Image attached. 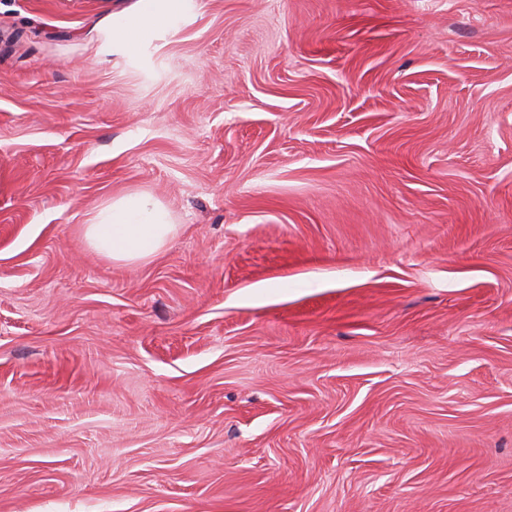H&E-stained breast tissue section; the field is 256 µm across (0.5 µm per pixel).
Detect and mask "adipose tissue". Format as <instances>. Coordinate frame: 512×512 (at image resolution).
I'll use <instances>...</instances> for the list:
<instances>
[{
    "mask_svg": "<svg viewBox=\"0 0 512 512\" xmlns=\"http://www.w3.org/2000/svg\"><path fill=\"white\" fill-rule=\"evenodd\" d=\"M188 8V0H137L131 13L107 14L97 24L99 55L116 48L137 51L160 31L173 28ZM175 229L169 212L152 195L135 192L99 208L82 236L91 251L118 263H134L156 255Z\"/></svg>",
    "mask_w": 512,
    "mask_h": 512,
    "instance_id": "1",
    "label": "adipose tissue"
}]
</instances>
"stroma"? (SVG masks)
I'll list each match as a JSON object with an SVG mask.
<instances>
[{"mask_svg": "<svg viewBox=\"0 0 512 512\" xmlns=\"http://www.w3.org/2000/svg\"><path fill=\"white\" fill-rule=\"evenodd\" d=\"M133 2L0 0V512H512V0ZM187 0H137L133 12L116 17L112 12L95 26L100 33L98 55H112L117 48L137 51L162 30H170L189 8ZM176 226L170 213L149 193L135 192L99 208L83 224L93 252L118 263L143 262L170 241Z\"/></svg>", "mask_w": 512, "mask_h": 512, "instance_id": "1", "label": "stroma"}]
</instances>
